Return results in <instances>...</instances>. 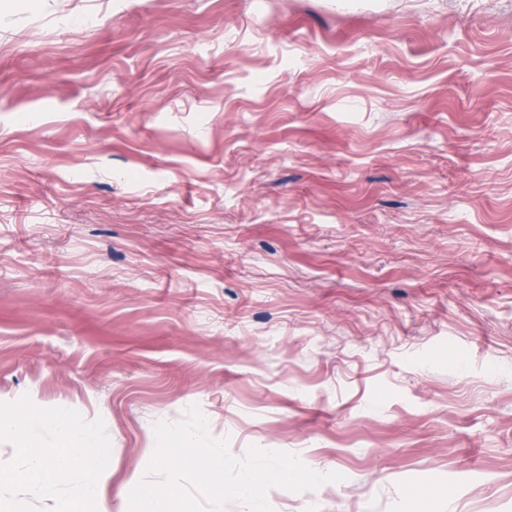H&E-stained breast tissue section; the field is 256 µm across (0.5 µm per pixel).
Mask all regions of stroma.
Segmentation results:
<instances>
[{
	"instance_id": "35a3bbf8",
	"label": "stroma",
	"mask_w": 512,
	"mask_h": 512,
	"mask_svg": "<svg viewBox=\"0 0 512 512\" xmlns=\"http://www.w3.org/2000/svg\"><path fill=\"white\" fill-rule=\"evenodd\" d=\"M198 405L341 473L273 512H512V0H0V402Z\"/></svg>"
}]
</instances>
